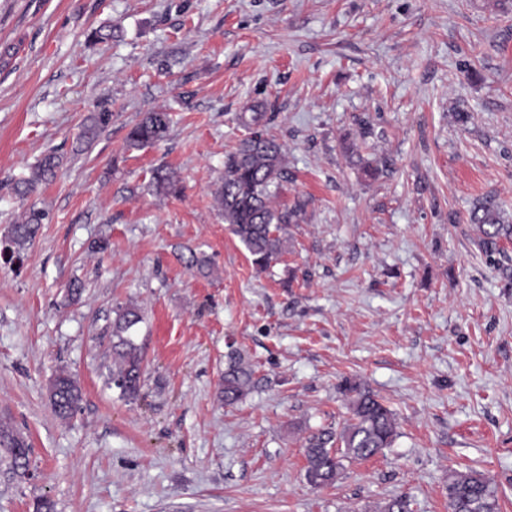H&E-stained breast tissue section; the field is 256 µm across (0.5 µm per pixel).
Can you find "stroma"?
<instances>
[{"label":"stroma","mask_w":512,"mask_h":512,"mask_svg":"<svg viewBox=\"0 0 512 512\" xmlns=\"http://www.w3.org/2000/svg\"><path fill=\"white\" fill-rule=\"evenodd\" d=\"M253 105L283 146L278 203L305 204L264 273L214 198ZM161 110L166 139L128 147ZM51 150L54 178L17 195ZM160 166L180 196L155 192ZM487 196L512 216V0H0V237L46 212L20 266L0 261V422L30 445L28 476L0 467V512H376L402 493L448 512L452 470L512 512V275L470 220ZM129 303L133 400L111 374ZM238 356L251 391L227 406ZM62 370L82 388L66 421ZM352 385L397 436L312 487L305 445L350 419ZM143 320L134 305L120 306L112 325V360L116 369L112 376L128 398H136L141 387L142 354L131 336L132 329ZM49 396L56 416L66 420L73 415L81 401L82 390L75 377L61 372L52 379Z\"/></svg>","instance_id":"obj_1"}]
</instances>
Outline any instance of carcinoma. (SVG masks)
Returning <instances> with one entry per match:
<instances>
[{
	"mask_svg": "<svg viewBox=\"0 0 512 512\" xmlns=\"http://www.w3.org/2000/svg\"><path fill=\"white\" fill-rule=\"evenodd\" d=\"M112 121V113L98 112L86 124L82 137L92 141ZM245 123L251 135L238 149L224 159V175L216 191L219 210L230 232L239 240L251 257L256 270H269L284 251L280 232L298 223L302 204L292 207L276 205L284 178L282 147L265 130L266 115L259 106L250 107ZM171 124L168 112L146 113L128 132L131 148H142L165 138ZM59 164L56 153L45 154L30 176L19 179L18 186L32 192L37 185L49 182ZM152 183L159 192L177 195L181 192L175 173L163 167L155 169ZM45 213L29 209L18 224L12 225L5 236L11 257L21 259L22 251L36 234ZM471 219L480 232L478 245L489 251H500L499 244L512 242V224L495 198L489 197L475 205ZM143 320L134 305L118 308L112 325V360L116 369L112 376L128 398H136L141 387L142 354L131 336L132 329ZM252 371L241 361H233L224 371L222 395L224 403L243 399L251 389ZM50 401L57 417L66 420L76 410L82 390L75 377L61 372L49 387ZM352 418L336 433H324L310 438L304 448L307 481L314 486L333 483L343 469V460H368L391 447L396 436L393 413L368 393H358L350 402ZM28 447L26 439L6 423L0 424V463L12 472L27 475L29 456L18 452ZM448 512H500L496 491L481 475L452 470L448 473ZM378 512H411L405 495L395 496L379 507Z\"/></svg>",
	"mask_w": 512,
	"mask_h": 512,
	"instance_id": "carcinoma-1",
	"label": "carcinoma"
}]
</instances>
